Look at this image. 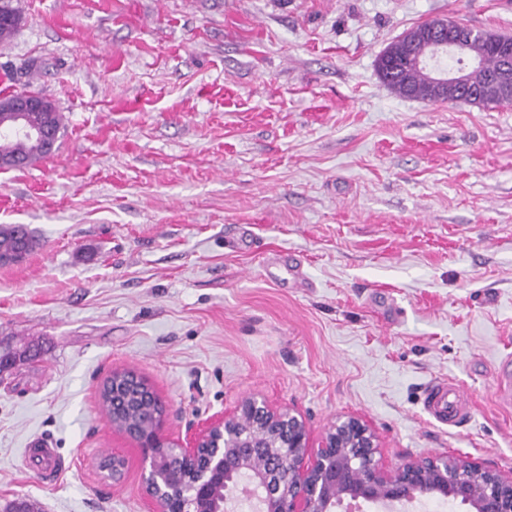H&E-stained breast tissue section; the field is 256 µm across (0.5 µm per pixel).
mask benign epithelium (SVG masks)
<instances>
[{"instance_id":"7a95c632","label":"benign epithelium","mask_w":512,"mask_h":512,"mask_svg":"<svg viewBox=\"0 0 512 512\" xmlns=\"http://www.w3.org/2000/svg\"><path fill=\"white\" fill-rule=\"evenodd\" d=\"M466 35L474 38L467 30L448 32L445 22L412 41L415 64L427 71L440 94H455L468 85L469 68L446 71L433 64L442 51L462 52ZM0 107L10 113L14 132L53 152L54 129L27 119L31 112L55 111L52 101L17 91L1 98ZM125 378L146 390L151 423L147 430L112 426L137 442L149 466L145 492L155 512H236L234 499L216 497V490L234 477L247 482L244 494L253 512H336L352 500L405 507L427 488L432 496L460 501L469 512H512V475L446 455L408 460L387 470L376 459L379 439L367 421L353 415L338 419L315 444L298 412L276 409L257 395L196 428L188 426L185 442H172L165 435L160 397L137 375Z\"/></svg>"}]
</instances>
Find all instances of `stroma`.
<instances>
[{"label":"stroma","mask_w":512,"mask_h":512,"mask_svg":"<svg viewBox=\"0 0 512 512\" xmlns=\"http://www.w3.org/2000/svg\"><path fill=\"white\" fill-rule=\"evenodd\" d=\"M0 91L50 99L41 170H0V224L39 246L0 265V512H150L137 444L102 414L115 372L165 430L256 394L320 439L375 429L381 463L448 454L512 473V104L399 96L376 62L450 18L512 36L505 0H14ZM469 424L422 410L432 377ZM53 448L65 467L54 482ZM124 456L120 481L101 466ZM496 396L505 405H512V359L504 357L500 360L496 371ZM422 400L426 413L443 426L460 427L473 416V408L463 390L448 378L429 380L423 388Z\"/></svg>","instance_id":"obj_1"}]
</instances>
